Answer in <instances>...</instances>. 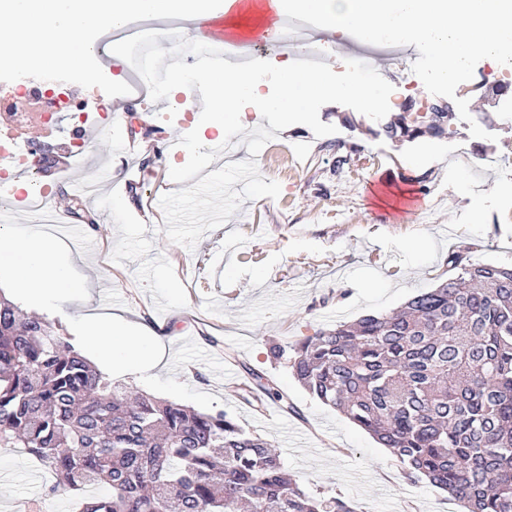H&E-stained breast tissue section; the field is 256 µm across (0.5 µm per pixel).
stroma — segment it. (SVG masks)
<instances>
[{
	"label": "stroma",
	"mask_w": 512,
	"mask_h": 512,
	"mask_svg": "<svg viewBox=\"0 0 512 512\" xmlns=\"http://www.w3.org/2000/svg\"><path fill=\"white\" fill-rule=\"evenodd\" d=\"M408 84L410 106L424 115L450 101L451 136L409 141L352 108L319 111L334 134L317 137L303 125L278 131V153L215 160L203 181L174 184L171 153L161 139L194 129L199 110L169 114L168 101H132L111 129L88 121L95 138L77 150L75 129H53L13 117L21 145L40 146L38 180L65 212L83 208L95 226V250L69 239L60 253L86 281L84 301L58 298L33 314L59 323L78 344L86 313L118 314L151 334L159 364L137 376L116 375L126 391L201 412H226L266 440L285 471L316 496H339L355 512H461L460 504L427 481L410 480L391 449L313 398L287 361L272 362L270 344L295 345L320 330L365 315H386L448 277V256L467 250L472 262L512 266V124L495 123L473 136L469 124L489 111L472 83L448 88L431 64ZM22 82L61 83L75 100L93 103L105 90L118 99L120 82L96 69L0 72V96ZM483 144L491 165L450 180L449 142ZM126 200L113 209V196ZM193 365L186 374L185 365ZM270 376L297 407L276 424L241 398L242 365ZM53 475L20 448L0 447V512H74L71 493H51Z\"/></svg>",
	"instance_id": "stroma-1"
}]
</instances>
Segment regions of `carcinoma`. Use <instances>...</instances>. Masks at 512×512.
I'll return each instance as SVG.
<instances>
[{
	"instance_id": "cac0c4a2",
	"label": "carcinoma",
	"mask_w": 512,
	"mask_h": 512,
	"mask_svg": "<svg viewBox=\"0 0 512 512\" xmlns=\"http://www.w3.org/2000/svg\"><path fill=\"white\" fill-rule=\"evenodd\" d=\"M450 112L414 140L447 134ZM454 273L389 316L366 315L300 341L288 360L310 395L392 449L406 474L465 512H512V267L453 252ZM244 400L298 414L262 373ZM0 446L24 448L78 512H354L291 482L261 438L204 413L114 385L55 323L0 295ZM99 487L107 493H95Z\"/></svg>"
}]
</instances>
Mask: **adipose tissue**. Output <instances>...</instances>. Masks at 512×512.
Here are the masks:
<instances>
[{
  "mask_svg": "<svg viewBox=\"0 0 512 512\" xmlns=\"http://www.w3.org/2000/svg\"><path fill=\"white\" fill-rule=\"evenodd\" d=\"M236 0H0V69L4 71L88 68L104 26H121L136 15H192L218 7L230 27L254 32L266 14L302 13L326 31L355 32L367 42L388 37L420 40L432 50L441 81L454 78L476 52L503 60L512 51V0H266L231 13ZM18 258L14 295L31 303L81 295L48 233L17 225L0 226V255ZM83 342L103 369L137 373L150 367L154 344L139 336L125 341L121 318L86 316Z\"/></svg>",
  "mask_w": 512,
  "mask_h": 512,
  "instance_id": "adipose-tissue-1",
  "label": "adipose tissue"
}]
</instances>
